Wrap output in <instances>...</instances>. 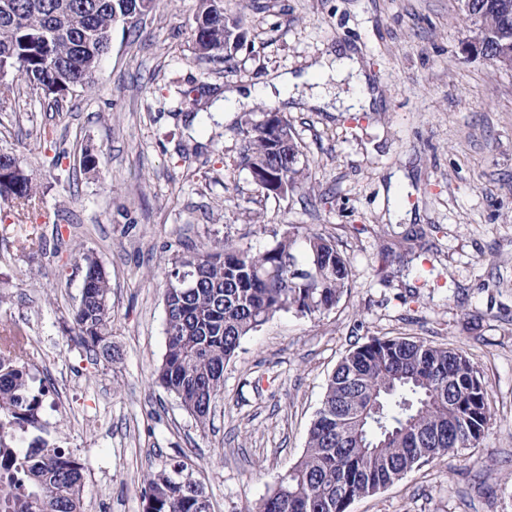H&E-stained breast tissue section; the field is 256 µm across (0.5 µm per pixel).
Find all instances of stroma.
I'll return each mask as SVG.
<instances>
[{
  "mask_svg": "<svg viewBox=\"0 0 512 512\" xmlns=\"http://www.w3.org/2000/svg\"><path fill=\"white\" fill-rule=\"evenodd\" d=\"M198 0H157L117 23L91 87L51 108L0 78V154L38 185L35 207L0 201V328L33 344L43 436L84 464L83 512H142L141 475L182 460L211 512H246L302 455L340 359L367 337L460 350L479 368L491 420L478 447L408 473L349 512H512V69L466 56L461 0H224L248 35L231 65L198 57ZM355 48L382 99L327 112L258 95L283 73L320 76L331 100L355 87L322 76ZM241 91L238 111L218 106ZM280 112L308 159L284 197L243 160L242 113ZM197 112L193 124L179 115ZM99 159L84 171V149ZM405 190L391 197L390 178ZM40 225L20 250L5 226ZM330 237L351 281L335 307L278 314L245 336L199 424L159 383L165 272L227 238L263 250L292 227ZM111 285L114 361L75 341L81 253Z\"/></svg>",
  "mask_w": 512,
  "mask_h": 512,
  "instance_id": "stroma-1",
  "label": "stroma"
}]
</instances>
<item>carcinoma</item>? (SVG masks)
Masks as SVG:
<instances>
[{"instance_id":"1","label":"carcinoma","mask_w":512,"mask_h":512,"mask_svg":"<svg viewBox=\"0 0 512 512\" xmlns=\"http://www.w3.org/2000/svg\"><path fill=\"white\" fill-rule=\"evenodd\" d=\"M131 0H0V66L58 100L88 87L108 53L115 15ZM471 39L512 67V0H472ZM195 53L230 65L246 40L243 20L224 15V0H199L192 29ZM245 161L259 189L286 196L304 178L308 161L288 120H245ZM0 199L35 205L33 178L18 169L0 179ZM37 226L19 248H42ZM87 295L74 312L77 338L95 357L114 360L108 324L110 281L96 257L82 256ZM183 270L197 286L171 293L166 306V351L158 378L200 423L224 385V366L241 340L280 312L313 315L334 307L350 283V265L336 244L318 233L288 232L258 252L226 240L171 262L167 278ZM25 346L0 336V512H82L84 466L36 436L26 447L15 432H40L41 399L21 362ZM487 389L461 351L407 337L371 336L342 358L330 376L301 458L270 495L247 512H347L412 470L485 436ZM177 460L142 478L143 512H206L199 484L172 476Z\"/></svg>"}]
</instances>
